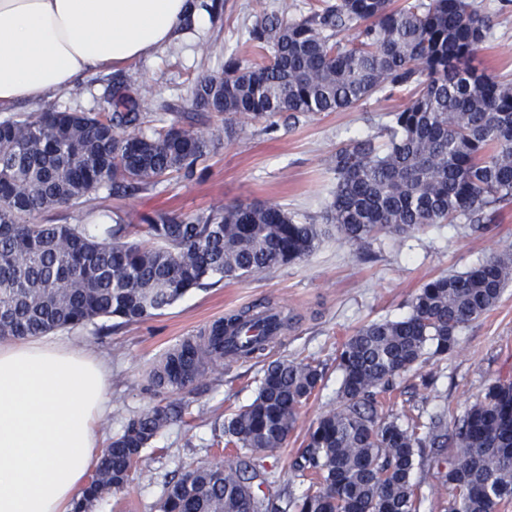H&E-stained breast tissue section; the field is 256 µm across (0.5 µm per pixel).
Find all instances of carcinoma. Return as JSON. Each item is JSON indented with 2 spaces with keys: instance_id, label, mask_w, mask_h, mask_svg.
<instances>
[{
  "instance_id": "1",
  "label": "carcinoma",
  "mask_w": 512,
  "mask_h": 512,
  "mask_svg": "<svg viewBox=\"0 0 512 512\" xmlns=\"http://www.w3.org/2000/svg\"><path fill=\"white\" fill-rule=\"evenodd\" d=\"M489 29L470 0H318L288 17V2L262 10L248 30L256 58H230L195 84L192 103L224 121L338 112L398 92L383 146L352 141L330 156L336 175L324 219L364 247L460 217L480 224L512 203V84L480 61ZM342 38H337V35ZM111 112L48 109L0 121V337L26 338L161 313L188 292L241 280L310 256L326 230L273 202L176 214L157 210L133 224L115 214L95 224H33L112 184L136 194L177 175L191 179L221 145L179 112L148 118L146 99L116 91ZM154 240L146 246L135 236ZM512 282V252L461 275L432 278L411 312L360 327L336 350L338 406L309 430L292 467L308 482L294 512H418L415 449L445 463V512H501L512 503V379L490 385L448 429L440 417L384 411L395 380L457 347L459 331L486 314ZM282 317L243 310L169 347L143 389L159 402L133 416L97 458L73 512L123 491L144 452L190 404L175 396L224 364V328ZM265 338L242 344L263 362L253 401L214 428L211 446L252 460L283 448L298 410L316 396L322 363L265 362ZM256 465L202 463L167 484L158 512H268Z\"/></svg>"
}]
</instances>
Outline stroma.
<instances>
[{"mask_svg": "<svg viewBox=\"0 0 512 512\" xmlns=\"http://www.w3.org/2000/svg\"><path fill=\"white\" fill-rule=\"evenodd\" d=\"M209 2L206 26L186 17L178 36L152 58L91 74L73 89L45 100L42 107L108 112L113 88L127 85L146 93L152 116L193 113L197 128L220 133L222 146L201 162L193 179L174 180L135 195L104 189L88 202L37 215V223L79 224L91 210L134 215L166 208L193 214L267 201L322 223L336 182L328 164L330 155L337 146L367 135L384 141L387 114L401 105V98H373L343 112L303 115L295 122L280 117L272 129L263 120L230 125L221 115L192 108L191 91L199 78L221 73L229 58L252 60L247 38L256 4L270 11L288 4L290 16L299 19L309 14L313 0ZM475 4L490 26L483 64L499 79L512 81V0H475ZM509 246L512 204L480 228L461 218L401 236L381 234L363 248L333 234L302 261L192 291L145 321L109 332L90 325L56 332L55 337L108 364L112 410L100 423L108 442L130 417L154 405V397L142 385L152 363L168 347L244 307L262 303L292 315L291 327L270 348L269 359L311 356L325 363L326 376L318 396L300 409L287 447L265 455L270 478L262 492L281 510L285 490L296 494L304 490L291 469L302 440L322 414L337 406L341 382L334 362L337 348L369 322L408 315L416 290L427 280L464 273ZM432 369L437 373L432 387H422L414 371L398 381L391 394L393 413L421 405L452 421L498 378L512 376V285L492 310L461 330L457 349L434 360ZM261 375L259 363L228 362L221 379L210 376L198 383L185 396L191 419L159 435L127 489L100 503L96 512H157L171 479L198 464L222 461V454L211 446L213 424L251 402Z\"/></svg>", "mask_w": 512, "mask_h": 512, "instance_id": "stroma-1", "label": "stroma"}]
</instances>
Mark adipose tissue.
Returning <instances> with one entry per match:
<instances>
[{
  "mask_svg": "<svg viewBox=\"0 0 512 512\" xmlns=\"http://www.w3.org/2000/svg\"><path fill=\"white\" fill-rule=\"evenodd\" d=\"M194 0H0V110L168 45ZM110 372L61 343L0 338V512H71L100 448Z\"/></svg>",
  "mask_w": 512,
  "mask_h": 512,
  "instance_id": "1",
  "label": "adipose tissue"
}]
</instances>
